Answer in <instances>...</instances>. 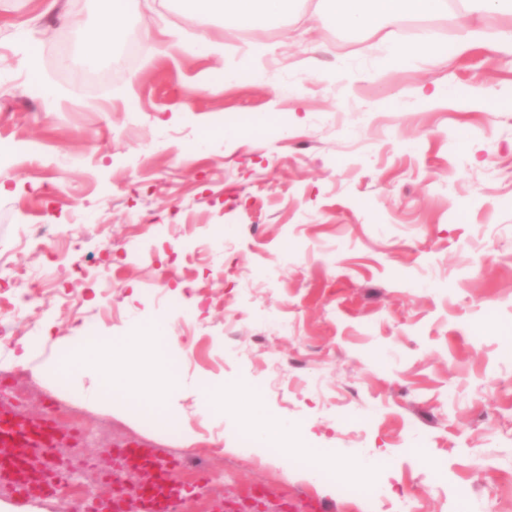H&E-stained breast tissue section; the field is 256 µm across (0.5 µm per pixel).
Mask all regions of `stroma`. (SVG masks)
Segmentation results:
<instances>
[{
  "instance_id": "obj_1",
  "label": "stroma",
  "mask_w": 512,
  "mask_h": 512,
  "mask_svg": "<svg viewBox=\"0 0 512 512\" xmlns=\"http://www.w3.org/2000/svg\"><path fill=\"white\" fill-rule=\"evenodd\" d=\"M318 5L252 30L132 0L90 69L106 0H0V296L47 299L0 307V406L82 411L83 442L54 456L94 497L116 447L138 444L205 462L190 512H363L288 457L243 452L242 428L284 420L410 512H512V51L489 48L512 10L463 19L450 0L373 34ZM466 23L485 45L463 42ZM427 29L447 51L391 66L386 45ZM258 115L279 132L256 135ZM158 324L175 388L149 385L147 347L103 352L129 375L119 400L95 372L50 371ZM147 389L173 421L140 407Z\"/></svg>"
}]
</instances>
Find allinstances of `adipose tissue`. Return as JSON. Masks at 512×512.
I'll use <instances>...</instances> for the list:
<instances>
[{
	"label": "adipose tissue",
	"instance_id": "adipose-tissue-1",
	"mask_svg": "<svg viewBox=\"0 0 512 512\" xmlns=\"http://www.w3.org/2000/svg\"><path fill=\"white\" fill-rule=\"evenodd\" d=\"M130 0H111L105 10L95 39L84 51L85 61L93 65L109 51L120 36L119 21L126 15ZM204 15H217L233 28H266L288 12L291 0H188ZM336 26L348 30H371L380 22L395 23L408 16H423L447 10L448 0H326ZM98 367L105 388L120 393L126 376L116 366L101 367L94 348H84L80 355L65 356L54 367L57 377L65 378L89 367Z\"/></svg>",
	"mask_w": 512,
	"mask_h": 512
}]
</instances>
